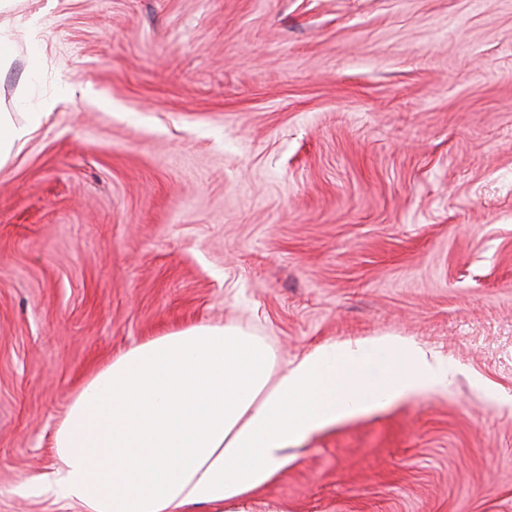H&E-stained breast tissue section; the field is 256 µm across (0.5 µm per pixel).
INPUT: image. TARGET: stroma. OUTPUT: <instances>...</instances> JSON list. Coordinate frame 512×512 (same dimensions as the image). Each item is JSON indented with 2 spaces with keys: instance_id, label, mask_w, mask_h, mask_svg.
I'll list each match as a JSON object with an SVG mask.
<instances>
[{
  "instance_id": "35a3bbf8",
  "label": "stroma",
  "mask_w": 512,
  "mask_h": 512,
  "mask_svg": "<svg viewBox=\"0 0 512 512\" xmlns=\"http://www.w3.org/2000/svg\"><path fill=\"white\" fill-rule=\"evenodd\" d=\"M37 17L35 41L23 21ZM0 106V512L76 391L237 324L277 364L396 334L458 373L304 441L245 512H512V0H27ZM50 100L44 101L39 112H29L24 121H16L11 112H0V169L6 165L13 152H19L39 127L41 117L50 113Z\"/></svg>"
}]
</instances>
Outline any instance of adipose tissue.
I'll return each instance as SVG.
<instances>
[{
	"label": "adipose tissue",
	"mask_w": 512,
	"mask_h": 512,
	"mask_svg": "<svg viewBox=\"0 0 512 512\" xmlns=\"http://www.w3.org/2000/svg\"><path fill=\"white\" fill-rule=\"evenodd\" d=\"M52 109L0 112V167ZM454 369L414 340L326 342L275 370L237 325L197 324L112 359L75 394L50 489L72 512H210L267 486L306 439L448 387Z\"/></svg>",
	"instance_id": "ef3b65f1"
}]
</instances>
